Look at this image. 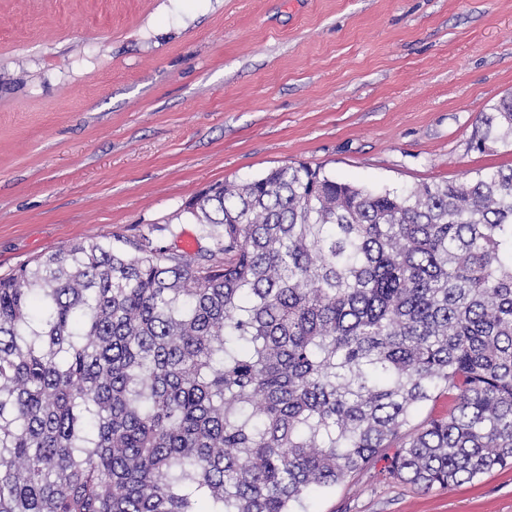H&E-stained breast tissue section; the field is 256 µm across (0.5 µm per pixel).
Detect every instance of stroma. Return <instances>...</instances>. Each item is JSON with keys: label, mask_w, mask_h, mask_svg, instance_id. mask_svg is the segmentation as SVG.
<instances>
[{"label": "stroma", "mask_w": 512, "mask_h": 512, "mask_svg": "<svg viewBox=\"0 0 512 512\" xmlns=\"http://www.w3.org/2000/svg\"><path fill=\"white\" fill-rule=\"evenodd\" d=\"M512 0H0V276L69 243L209 247L200 191L278 165L372 190L512 165ZM299 512H512V468L422 491L376 462ZM473 148L481 153L495 145L512 146V94L500 98L477 120Z\"/></svg>", "instance_id": "obj_1"}]
</instances>
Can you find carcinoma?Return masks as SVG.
<instances>
[{"instance_id": "cac0c4a2", "label": "carcinoma", "mask_w": 512, "mask_h": 512, "mask_svg": "<svg viewBox=\"0 0 512 512\" xmlns=\"http://www.w3.org/2000/svg\"><path fill=\"white\" fill-rule=\"evenodd\" d=\"M496 145L512 94L477 120ZM184 212L211 248L0 277V512H296L377 459L424 491L512 466V166L373 191L282 165Z\"/></svg>"}]
</instances>
